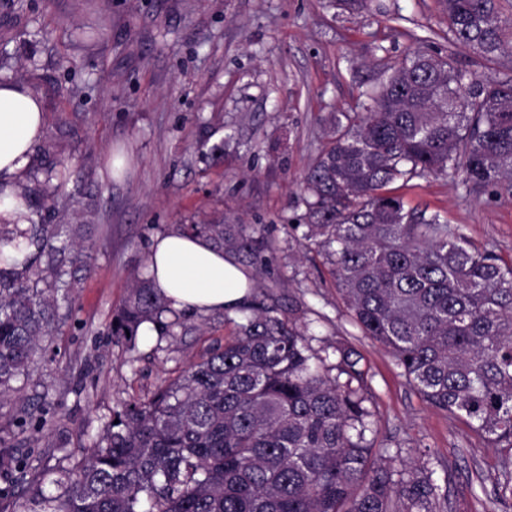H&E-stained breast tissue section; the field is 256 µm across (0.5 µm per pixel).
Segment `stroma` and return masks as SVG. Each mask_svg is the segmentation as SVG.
Returning a JSON list of instances; mask_svg holds the SVG:
<instances>
[{
	"instance_id": "obj_1",
	"label": "stroma",
	"mask_w": 512,
	"mask_h": 512,
	"mask_svg": "<svg viewBox=\"0 0 512 512\" xmlns=\"http://www.w3.org/2000/svg\"><path fill=\"white\" fill-rule=\"evenodd\" d=\"M443 0H0V74L26 82L46 114L34 153L64 160L65 221L92 227L87 270L61 309L34 381L0 397V437L43 449L52 467L81 457L115 411L151 397L190 359L223 344L219 313L178 336H111L112 313L155 238L176 224L238 217L275 251L265 280L281 305L315 311L316 346L360 353L375 452L402 450L435 471L441 512H512L502 462L464 419L431 407L392 355L349 317L327 265L302 254L299 183L327 146L333 112L360 109L362 87L417 51L447 53ZM223 144V156L210 154ZM407 206L447 216L512 261V192L469 193L445 177L394 184ZM43 418L22 432V409Z\"/></svg>"
}]
</instances>
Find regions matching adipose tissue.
<instances>
[{"label":"adipose tissue","instance_id":"adipose-tissue-1","mask_svg":"<svg viewBox=\"0 0 512 512\" xmlns=\"http://www.w3.org/2000/svg\"><path fill=\"white\" fill-rule=\"evenodd\" d=\"M44 123L40 99L30 87L0 81V219L21 227L28 211L18 206L13 182L27 166ZM147 273L177 310L221 311L243 305L249 296L247 275L202 238L157 237Z\"/></svg>","mask_w":512,"mask_h":512}]
</instances>
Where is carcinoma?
Returning a JSON list of instances; mask_svg holds the SVG:
<instances>
[{
  "mask_svg": "<svg viewBox=\"0 0 512 512\" xmlns=\"http://www.w3.org/2000/svg\"><path fill=\"white\" fill-rule=\"evenodd\" d=\"M444 4L448 43L488 62L512 51V17L498 0ZM369 97L366 111L331 116V145L301 179L297 242L317 249L352 321L427 403L465 418L492 447L512 448V265L390 189L443 176L469 193L512 190V79L469 72L451 52H417ZM68 180L63 162L31 155L14 185L27 227L0 221L1 396L30 380L86 266V225L42 218ZM175 231L205 238L258 285L272 261L256 224ZM235 312L224 347L115 412L77 464L47 471L35 450L1 438L0 512H439L433 470L411 466L399 449L372 456L354 347L314 349L309 326L253 296ZM145 324L161 336L185 328L184 312L142 271L112 335L132 343ZM47 480L56 493H43Z\"/></svg>",
  "mask_w": 512,
  "mask_h": 512,
  "instance_id": "obj_1",
  "label": "carcinoma"
}]
</instances>
